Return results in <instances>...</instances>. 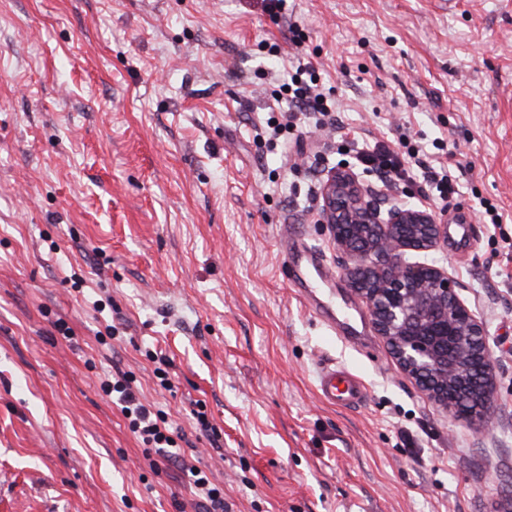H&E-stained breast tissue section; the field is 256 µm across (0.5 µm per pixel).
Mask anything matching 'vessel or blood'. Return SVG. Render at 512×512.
<instances>
[{"label": "vessel or blood", "instance_id": "vessel-or-blood-1", "mask_svg": "<svg viewBox=\"0 0 512 512\" xmlns=\"http://www.w3.org/2000/svg\"><path fill=\"white\" fill-rule=\"evenodd\" d=\"M287 257L291 282L309 303L314 314L328 330L336 328L335 304H322L321 288L333 281L334 272L325 267L317 254L302 245L291 247ZM317 390L322 400L331 405L351 407L365 400L364 384L342 367H323L318 375Z\"/></svg>", "mask_w": 512, "mask_h": 512}]
</instances>
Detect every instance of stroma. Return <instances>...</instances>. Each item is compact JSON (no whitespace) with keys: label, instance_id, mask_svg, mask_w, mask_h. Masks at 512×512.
Masks as SVG:
<instances>
[{"label":"stroma","instance_id":"1","mask_svg":"<svg viewBox=\"0 0 512 512\" xmlns=\"http://www.w3.org/2000/svg\"><path fill=\"white\" fill-rule=\"evenodd\" d=\"M299 32L357 138H272ZM444 164L402 198L466 216L434 252L483 318L498 423L449 416L366 327L331 338L288 279L283 226L365 312L315 215L322 173L400 138ZM497 209L491 224L488 209ZM512 0H0V512H512ZM171 361L167 377L156 359ZM326 364L366 400L316 392ZM133 373L179 460L101 389ZM169 387H162V380ZM203 406L219 438L193 412ZM193 483L198 489L199 497L203 500L200 506L203 512H224V493L212 485L205 474L192 471Z\"/></svg>","mask_w":512,"mask_h":512}]
</instances>
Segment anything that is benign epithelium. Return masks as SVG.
Listing matches in <instances>:
<instances>
[{"mask_svg":"<svg viewBox=\"0 0 512 512\" xmlns=\"http://www.w3.org/2000/svg\"><path fill=\"white\" fill-rule=\"evenodd\" d=\"M319 195L316 223L345 256L343 275L400 366L447 412L488 425L496 408L485 324L447 267L409 260L438 248L448 212L410 204L349 169L327 171Z\"/></svg>","mask_w":512,"mask_h":512,"instance_id":"7a95c632","label":"benign epithelium"}]
</instances>
